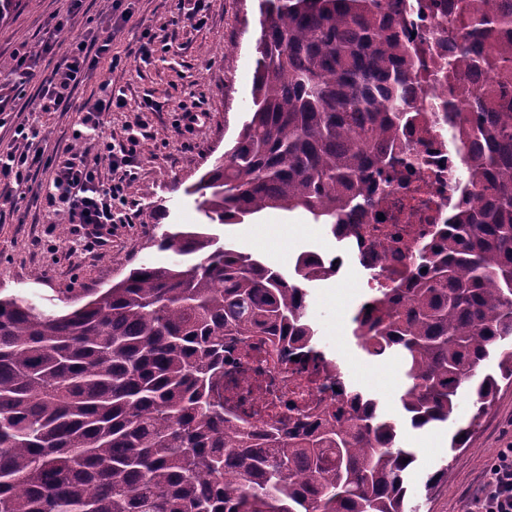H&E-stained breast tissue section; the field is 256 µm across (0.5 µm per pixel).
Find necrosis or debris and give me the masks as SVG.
Instances as JSON below:
<instances>
[{
    "label": "necrosis or debris",
    "mask_w": 512,
    "mask_h": 512,
    "mask_svg": "<svg viewBox=\"0 0 512 512\" xmlns=\"http://www.w3.org/2000/svg\"><path fill=\"white\" fill-rule=\"evenodd\" d=\"M399 23V36L413 49L418 72L416 109L403 124L396 154L413 160L412 170L403 172L401 183L377 188L371 213L350 217L356 230L351 235L349 254L328 257L327 263L343 270L356 261L368 275L371 288H402L417 275V248L432 245L437 229L461 206L474 203V187L461 175L465 164L462 135L445 119L446 112L465 111L459 85L439 76L448 54L437 43L440 15L433 0H406ZM383 214L382 232H374L376 214ZM300 347L282 349L278 364L262 354L245 360L224 358V416L232 423L262 430L268 420L266 406L287 398L281 407L280 431L299 437L312 421L308 411L320 405H342L346 385L329 364L301 367L295 357Z\"/></svg>",
    "instance_id": "obj_1"
}]
</instances>
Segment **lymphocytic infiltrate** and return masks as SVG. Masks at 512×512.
<instances>
[{"mask_svg":"<svg viewBox=\"0 0 512 512\" xmlns=\"http://www.w3.org/2000/svg\"><path fill=\"white\" fill-rule=\"evenodd\" d=\"M122 10L104 30L88 33L83 39L61 43L67 17H60L49 38L37 49H23L12 58L17 84L27 83L38 60L59 55L58 64L44 80L35 108L41 112L72 110L78 114V129L72 144L55 152L51 161L53 177L45 193L48 217L63 216L66 223L80 225L92 243L104 244L109 225L133 221L129 189L137 178L138 130H129L124 141L113 143L103 136L105 113L125 107L124 89L111 81L99 86L95 99L78 101L76 91L83 77L112 54V37L131 18ZM41 165V155L30 150L0 152V178L11 180L16 192H25L32 170ZM111 179L102 180L101 168ZM464 512H512V447L500 449L487 469L481 492L468 501Z\"/></svg>","mask_w":512,"mask_h":512,"instance_id":"obj_1","label":"lymphocytic infiltrate"}]
</instances>
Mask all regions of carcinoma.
I'll use <instances>...</instances> for the list:
<instances>
[{
    "mask_svg": "<svg viewBox=\"0 0 512 512\" xmlns=\"http://www.w3.org/2000/svg\"><path fill=\"white\" fill-rule=\"evenodd\" d=\"M448 78L472 84L466 158L477 207L419 256L408 288H378L353 335L397 355L402 415L371 394L350 415L327 406L294 442L224 420V340L248 358L280 336L316 346L302 284L327 277L309 253L294 275L174 230L182 257L142 264L82 306L48 314L0 296V512H405L417 453L403 425L455 422L467 447L500 383H512V0H459ZM403 0H259L252 108L234 145L186 189L212 224L302 209L333 235L373 206L369 181L393 164L412 111ZM497 357V371L483 370ZM466 391L476 412L454 421Z\"/></svg>",
    "mask_w": 512,
    "mask_h": 512,
    "instance_id": "1",
    "label": "carcinoma"
}]
</instances>
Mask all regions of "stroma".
Instances as JSON below:
<instances>
[{"instance_id":"stroma-1","label":"stroma","mask_w":512,"mask_h":512,"mask_svg":"<svg viewBox=\"0 0 512 512\" xmlns=\"http://www.w3.org/2000/svg\"><path fill=\"white\" fill-rule=\"evenodd\" d=\"M68 7V0H17L9 18L0 22V58L11 59L21 46H34ZM133 10L132 20L112 39L116 68L98 67L77 90L78 97L85 98L102 81L112 80L124 88L126 106L105 114V136L125 140L128 124L137 121L147 131L130 190L139 215L134 223L113 225L105 245H87L82 232L65 221L49 223L41 201L33 197L50 178L49 157L56 147L71 143L78 120L74 112L23 111L58 56H44L23 86H16L12 76H0V93L15 106L0 114V152L15 147V129L26 119L39 129L34 146L45 157L30 183L31 195L0 216L1 296L32 298L51 313L72 310L139 264H170L173 253L154 248L153 240L166 230L206 221L199 197L187 189L230 148L252 105L258 0H206L199 24L186 19L179 0H133ZM160 30L168 34L171 49L157 50L149 61H142L137 53L142 34ZM147 98L161 102L162 111L144 109ZM183 102L206 111L204 125L191 132L181 128ZM216 231L287 274L293 273L300 253L347 249L346 242L302 210L268 209L248 223L220 225ZM365 281L352 264L339 278L309 283L307 315L317 331L318 348L341 364L347 382L379 399L382 411L392 413L405 384L401 363L393 355H367L352 333ZM450 436L444 426L403 432L404 444L418 455L408 483V500L416 512H462L480 493L497 451L512 446V384L501 385L466 449L449 454ZM443 465L447 475L437 487L427 488L430 474Z\"/></svg>"}]
</instances>
